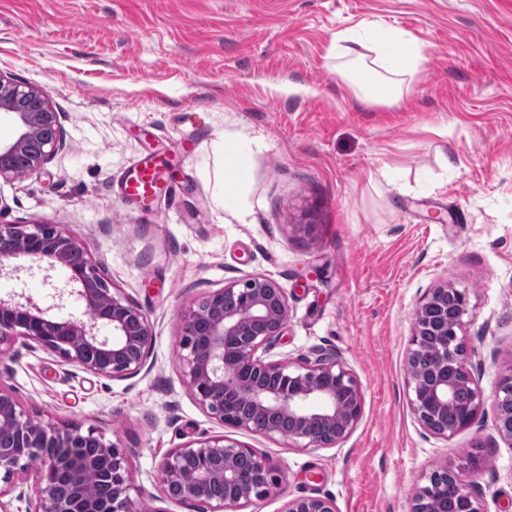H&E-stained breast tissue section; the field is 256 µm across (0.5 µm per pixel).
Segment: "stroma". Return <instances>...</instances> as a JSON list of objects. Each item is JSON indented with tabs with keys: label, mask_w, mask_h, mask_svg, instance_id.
Masks as SVG:
<instances>
[{
	"label": "stroma",
	"mask_w": 512,
	"mask_h": 512,
	"mask_svg": "<svg viewBox=\"0 0 512 512\" xmlns=\"http://www.w3.org/2000/svg\"><path fill=\"white\" fill-rule=\"evenodd\" d=\"M370 22L427 48L391 105L357 101L336 72L337 33ZM0 74L47 86L66 133L43 173L0 180V224L63 225L154 334L122 378L16 341L0 352V388L27 414L121 448L143 512H203L167 498L159 469L216 435L279 469L241 512L299 497L410 512L446 463L481 512H512V443L494 409L512 370V0H0ZM232 144L244 158L228 196ZM145 158L165 182L142 205L122 183ZM254 276L288 298L269 359L336 355L362 392L336 447L224 427L183 377L182 312ZM446 282L468 295L458 336L483 395L448 438L419 423L407 368L413 311ZM50 294L27 262L0 273L2 298Z\"/></svg>",
	"instance_id": "obj_1"
}]
</instances>
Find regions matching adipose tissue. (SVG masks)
Wrapping results in <instances>:
<instances>
[{"mask_svg":"<svg viewBox=\"0 0 512 512\" xmlns=\"http://www.w3.org/2000/svg\"><path fill=\"white\" fill-rule=\"evenodd\" d=\"M338 71L350 77L357 99L375 103L399 94L426 61V47L403 31L379 32L372 24L339 32L333 43Z\"/></svg>","mask_w":512,"mask_h":512,"instance_id":"1","label":"adipose tissue"}]
</instances>
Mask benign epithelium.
<instances>
[{
    "instance_id": "7a95c632",
    "label": "benign epithelium",
    "mask_w": 512,
    "mask_h": 512,
    "mask_svg": "<svg viewBox=\"0 0 512 512\" xmlns=\"http://www.w3.org/2000/svg\"><path fill=\"white\" fill-rule=\"evenodd\" d=\"M0 110L17 120L15 139L0 145V179L40 173L65 145L62 114L49 91L0 75ZM18 157L25 163L21 174L14 165ZM20 258L44 273L52 303L0 298V347L22 338L108 378L141 370L152 326L139 305L103 275L83 242L59 224H1L0 271ZM72 297L83 305L79 318L62 314ZM467 312V293L448 284L433 289L413 312L408 368L414 411L425 429L446 437L471 426L482 404L457 334ZM288 317L285 291L269 277L211 292L182 314L185 380L198 404L226 427L251 430L254 417L263 416L264 434L332 448L355 428L361 390L334 356L300 363L258 355L282 336ZM421 352L433 358L426 375L413 366ZM494 406L497 432L512 442V373L499 381ZM21 471L32 473L33 483L16 479ZM448 479L455 483L457 510L481 512L474 494L447 465L414 489L411 512H446ZM160 482L177 502L239 512L269 495L279 475L265 457L218 435L170 451L160 466ZM131 490L127 456L103 434L35 420L0 388V498L33 500V512H138ZM285 512H336V505L327 498H297L288 501Z\"/></svg>"
}]
</instances>
